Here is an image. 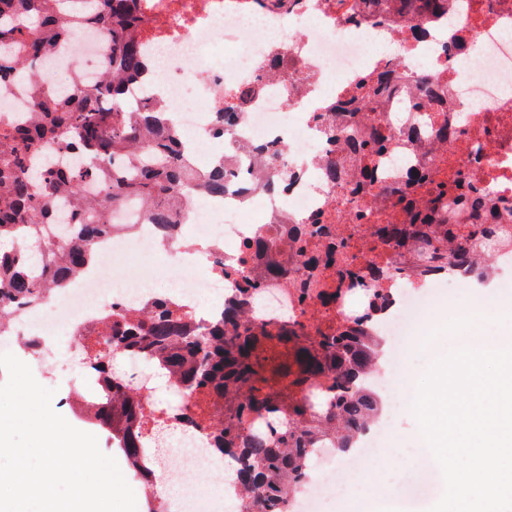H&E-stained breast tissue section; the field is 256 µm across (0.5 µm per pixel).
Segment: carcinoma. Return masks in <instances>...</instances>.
Here are the masks:
<instances>
[{"label": "carcinoma", "instance_id": "1", "mask_svg": "<svg viewBox=\"0 0 512 512\" xmlns=\"http://www.w3.org/2000/svg\"><path fill=\"white\" fill-rule=\"evenodd\" d=\"M0 0V99L10 95L17 75L25 73L36 88L34 119L0 121V240L27 239V245L0 250V322L3 314L36 302L99 259L96 241L118 228L107 213L124 198L145 205L148 222L162 228L176 223L183 197L199 192L222 197L228 181L224 161L197 165L172 120L138 119L124 103L126 87L141 80L148 64L140 52L145 15L141 0ZM411 22L421 24L448 9V0H400ZM104 33L109 66L92 84L76 82L66 93L52 89L41 72L43 58L80 28ZM391 88L389 72L367 80L345 104L351 114L371 105ZM258 88L228 93L216 113V136L237 124ZM359 135L329 127L342 152L357 157L360 178L353 195L374 197L403 219L375 227L374 244L395 252L398 275L421 279L436 271H478L482 250L512 249V233L487 224L492 201L466 173L451 175L416 169L400 186L374 188V157L391 137L377 120L358 118ZM52 143L75 162L39 166L42 146ZM332 182H346V168L332 154L323 167ZM102 184L93 204L81 187ZM420 190L431 206H417ZM301 249L293 262L302 269L297 290L305 299L318 290L327 308L341 296L364 287V269L343 257L345 241L325 220L300 228ZM266 267L256 272L242 265L235 275L238 304L222 322L194 327L178 306L158 301L146 310H114L84 342L86 365L99 372L108 398L95 405L96 424L108 433L129 466L143 474L142 451L150 423L158 421L129 388L126 379L100 361L101 345L137 349L143 358L186 391L190 405L173 416L175 424L207 432L216 448L240 461L236 477L247 496L246 512H289L298 489L307 483L318 448L348 452L375 421L380 399L365 385L380 339L369 321L385 309L390 293L374 290L371 306L346 322L258 324L246 306L265 277L288 280L296 271L272 248Z\"/></svg>", "mask_w": 512, "mask_h": 512}]
</instances>
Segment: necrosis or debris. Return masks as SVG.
<instances>
[{
    "instance_id": "4bbe7bcc",
    "label": "necrosis or debris",
    "mask_w": 512,
    "mask_h": 512,
    "mask_svg": "<svg viewBox=\"0 0 512 512\" xmlns=\"http://www.w3.org/2000/svg\"><path fill=\"white\" fill-rule=\"evenodd\" d=\"M141 48L160 74L149 93L131 90L146 109L171 113L180 134L194 146L214 143V116L225 91L245 84L260 87L242 114L224 150V165L237 174L223 198L191 195L181 209L179 234L165 239L146 223L140 201L128 199L111 209V223L129 226L126 234L101 238L96 266L70 280L64 292L46 293L8 318L0 344H17L44 357L53 337L77 344L111 309H140L158 299L178 302L196 324L209 325L232 304L234 285L215 274L217 265L238 266L246 243L269 242L277 230L279 249L291 244L298 225L330 216L340 238L361 242V263L392 266L387 253L365 248L371 224H355L359 211L372 222L391 218L390 209L370 198L322 180L319 170L335 146L324 134L344 124L342 106L361 84L388 71L398 78L394 92L375 110L392 135L378 168L381 185L406 181L418 167L450 163L465 169L491 196L499 211L512 208V0H448L440 15L416 30L405 20L398 0H377L372 14L341 11L336 0H291L288 8L256 9L250 0H146ZM282 59L272 62L271 49ZM104 37L80 29L60 44L46 63L56 87L95 81L106 66ZM429 76L432 96L419 87ZM446 121L454 139L436 141L423 116ZM276 145L292 177L273 179L265 169L264 147ZM165 251L158 274L113 277L110 266L132 263ZM449 280L434 274L425 281L395 285L392 305L373 324L379 336L400 335L408 318ZM367 292L349 295L325 310L317 296L300 298L295 288L277 282L262 288L250 308L260 319L288 310L313 321H344L367 303ZM385 431L376 424L364 432L353 455L337 459L310 483L294 512H320L325 482L360 472ZM170 472L182 492L176 512H229L245 508L241 490L215 499L201 494L198 479L215 470L235 472L230 459L194 447L176 434L169 443Z\"/></svg>"
}]
</instances>
